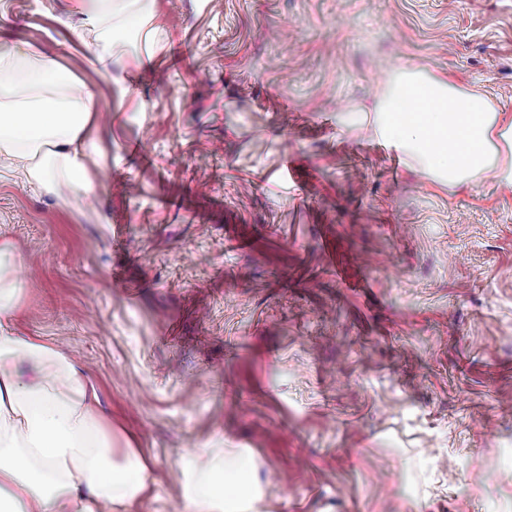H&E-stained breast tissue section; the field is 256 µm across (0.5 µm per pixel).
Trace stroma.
<instances>
[{
  "instance_id": "obj_1",
  "label": "stroma",
  "mask_w": 512,
  "mask_h": 512,
  "mask_svg": "<svg viewBox=\"0 0 512 512\" xmlns=\"http://www.w3.org/2000/svg\"><path fill=\"white\" fill-rule=\"evenodd\" d=\"M45 2L0 0V36L63 41L100 109L80 200L0 163L12 328L148 463L130 512H188L196 448L253 512H512V182L449 186L372 111L407 70L511 126L512 0H140L105 77Z\"/></svg>"
}]
</instances>
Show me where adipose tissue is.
<instances>
[{
    "label": "adipose tissue",
    "instance_id": "1",
    "mask_svg": "<svg viewBox=\"0 0 512 512\" xmlns=\"http://www.w3.org/2000/svg\"><path fill=\"white\" fill-rule=\"evenodd\" d=\"M99 110L93 89L55 55L0 39V156L26 164L44 187L60 183L71 198L90 189L88 128ZM383 124L398 144L422 152L429 170L449 184L500 172L512 180V136L482 96L401 73L391 78ZM16 257L0 244V512H102L132 505L150 492V472L137 455L115 462L112 429L85 369L55 346L8 327L20 307ZM37 368L32 380L18 367ZM194 480L187 499L199 512H249L247 485L225 483L224 459L191 453Z\"/></svg>",
    "mask_w": 512,
    "mask_h": 512
}]
</instances>
